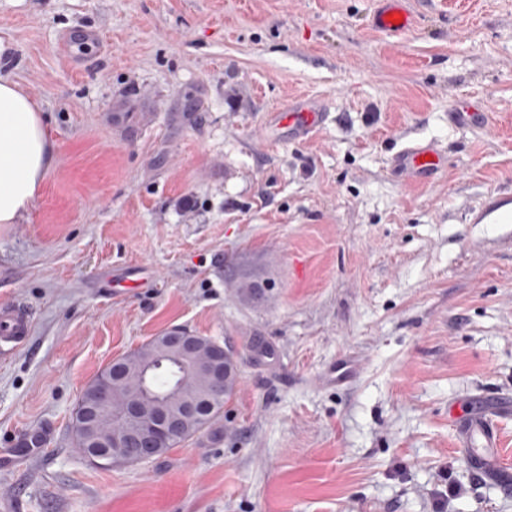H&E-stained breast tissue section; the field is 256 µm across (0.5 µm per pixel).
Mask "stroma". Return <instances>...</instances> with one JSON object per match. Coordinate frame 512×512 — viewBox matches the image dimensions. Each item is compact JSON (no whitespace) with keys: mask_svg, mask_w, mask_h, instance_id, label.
Segmentation results:
<instances>
[{"mask_svg":"<svg viewBox=\"0 0 512 512\" xmlns=\"http://www.w3.org/2000/svg\"><path fill=\"white\" fill-rule=\"evenodd\" d=\"M0 0V70L38 103L56 160L0 224V305L30 312L0 360L11 512H512L474 480L451 407L512 400V0ZM98 33L81 63L60 48ZM328 106L299 138L298 97ZM487 128L457 129L460 100ZM433 144L448 168H392ZM250 264L261 299L229 271ZM145 288H122L133 274ZM181 326L232 346L218 423L146 463L102 468L72 412L112 359ZM354 357L352 381L321 376ZM405 0H379L371 23L375 30L388 34H401L416 27L415 14ZM396 20H401L396 24ZM327 117V108L318 100L300 98L292 102L288 112H277V125H287L297 137H304L319 128ZM490 108L487 104L480 106L469 102H461L457 107L448 112L452 123L457 127H471L475 124H484L488 121ZM393 165L410 181H431L445 168V157L435 146L416 144L398 153Z\"/></svg>","mask_w":512,"mask_h":512,"instance_id":"1","label":"stroma"}]
</instances>
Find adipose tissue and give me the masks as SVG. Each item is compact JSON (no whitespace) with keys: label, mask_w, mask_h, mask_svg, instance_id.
Masks as SVG:
<instances>
[{"label":"adipose tissue","mask_w":512,"mask_h":512,"mask_svg":"<svg viewBox=\"0 0 512 512\" xmlns=\"http://www.w3.org/2000/svg\"><path fill=\"white\" fill-rule=\"evenodd\" d=\"M55 158L44 116L24 87L0 74V224H18Z\"/></svg>","instance_id":"1"}]
</instances>
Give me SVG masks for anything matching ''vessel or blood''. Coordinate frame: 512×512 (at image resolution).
<instances>
[{
	"label": "vessel or blood",
	"mask_w": 512,
	"mask_h": 512,
	"mask_svg": "<svg viewBox=\"0 0 512 512\" xmlns=\"http://www.w3.org/2000/svg\"><path fill=\"white\" fill-rule=\"evenodd\" d=\"M375 30L388 34H401L416 26V17L405 0H378L372 18ZM488 105L476 106L460 103L449 117L458 127H471L488 120ZM327 117V108L318 100L300 98L294 100L288 111L277 113L278 124L291 128L296 136L303 137L319 128ZM393 165L408 180L430 181L445 167V157L432 145L417 144L398 153ZM31 328V315L22 305L0 306V356H11L25 343ZM504 408L484 411L467 410L453 413L458 427L457 446L460 454L478 481L512 485V466L503 461L501 435L498 420Z\"/></svg>",
	"instance_id": "vessel-or-blood-1"
}]
</instances>
